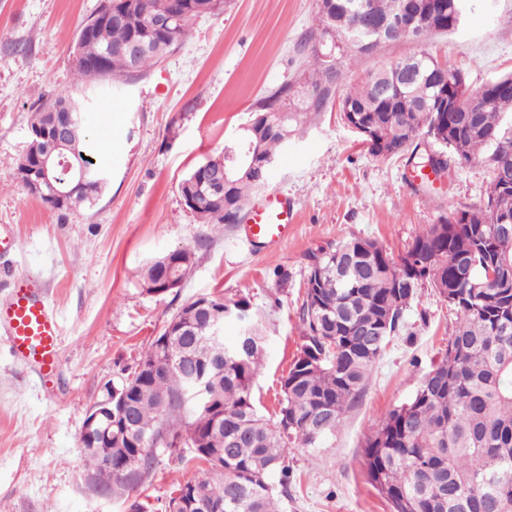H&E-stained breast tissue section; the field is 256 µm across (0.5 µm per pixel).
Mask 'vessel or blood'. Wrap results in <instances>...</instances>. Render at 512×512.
<instances>
[{
	"instance_id": "1",
	"label": "vessel or blood",
	"mask_w": 512,
	"mask_h": 512,
	"mask_svg": "<svg viewBox=\"0 0 512 512\" xmlns=\"http://www.w3.org/2000/svg\"><path fill=\"white\" fill-rule=\"evenodd\" d=\"M293 221V202L273 190L248 207L240 235L250 245L276 249L287 240ZM0 337L14 356L40 372L55 369L60 354L56 319L41 296L24 281H17L11 296L0 303Z\"/></svg>"
}]
</instances>
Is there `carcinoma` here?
I'll return each instance as SVG.
<instances>
[{
    "instance_id": "cac0c4a2",
    "label": "carcinoma",
    "mask_w": 512,
    "mask_h": 512,
    "mask_svg": "<svg viewBox=\"0 0 512 512\" xmlns=\"http://www.w3.org/2000/svg\"><path fill=\"white\" fill-rule=\"evenodd\" d=\"M354 0H319L317 27L305 43L336 37L339 53L371 55L349 44L352 30L366 35L403 14L406 0H366L363 16L350 8ZM412 0L426 35L454 31L462 18L451 0ZM226 0H102L98 11L78 29L75 70L80 79L103 82L138 75L176 50L196 20L224 10ZM158 11L174 16L171 28L153 24ZM143 44L136 61L122 52ZM327 49L312 48L300 89L287 82L255 104L261 154L276 158L311 114L323 111L336 95L344 73ZM466 86L461 73L449 70L430 54L406 57L348 88L339 103L341 117L358 132L374 157L409 154L407 164L430 161L416 142L426 130L442 147L448 162L462 164L482 154L492 167L483 205L462 211L463 222L441 216L418 234L394 261L376 242L352 237L312 254L300 307L302 345L281 380L276 419L265 418L254 401V383L264 349V330L244 300L227 307L220 296H203L184 306L179 343L201 355L208 352L211 321L224 314L248 330L243 346L224 354V375L204 385L186 376L187 362L152 368L150 361L169 360L167 346L156 340L142 357L133 379L113 387L127 399L134 430L151 437L190 435L212 407L224 413V430L201 435L192 459L207 466L204 476L184 483L182 496L169 503L175 512H284L288 499V454L315 448L336 431L344 415L361 398L373 368L390 337L404 324L405 312L419 291L429 286L448 300L458 325L443 357L421 380L407 402L383 414L377 430L364 442L366 474L391 512H512V75L485 85L478 102H462L455 112H436V86ZM357 109L351 114L346 106ZM55 114L76 121L66 162L55 171L60 181L84 171V183L58 197L29 187L25 171L51 151L44 129ZM17 177L28 194L48 207L76 212L92 205L106 188L108 176L99 161V144L90 136L79 98L63 94L31 113L29 141L16 160ZM191 171L180 184L185 206L202 224H241L249 197L262 189L267 169L258 166L236 178L224 201ZM157 447L115 448L112 466L90 448L91 486L102 495L122 497L142 483L154 464ZM279 475L278 484L272 477Z\"/></svg>"
}]
</instances>
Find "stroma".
<instances>
[{
	"label": "stroma",
	"mask_w": 512,
	"mask_h": 512,
	"mask_svg": "<svg viewBox=\"0 0 512 512\" xmlns=\"http://www.w3.org/2000/svg\"><path fill=\"white\" fill-rule=\"evenodd\" d=\"M101 0H0V225L19 247L0 255V300L15 278L42 292L60 328L53 380L17 360L0 339V512H164L180 483L204 465L186 448L161 450L152 472L124 497L93 492L79 443L102 384L134 370L186 304L206 294L244 299L263 323L256 405L274 418L280 380L302 341L299 309L308 257L353 236L378 241L392 257L440 216L480 205L492 178L477 159L452 166L427 193L408 179L405 157L377 158L343 121L337 103L313 115L268 175L295 204L288 241L251 250L239 227L215 230L183 204L178 186L220 153L269 90L299 79V41L315 23L317 0H230L203 17L180 47L145 74L94 86L79 82L74 40ZM427 50L478 88L512 73V0H465L461 25L423 41L380 46L373 56H340L349 83ZM84 96L109 181L93 207L60 212L29 195L15 160L29 139L32 109L63 91ZM197 248L182 288L148 294L147 262ZM457 314L423 288L406 323L376 363L359 403L318 447L290 453L286 512H390L369 483L362 445L382 415L408 401L440 357Z\"/></svg>",
	"instance_id": "obj_1"
}]
</instances>
